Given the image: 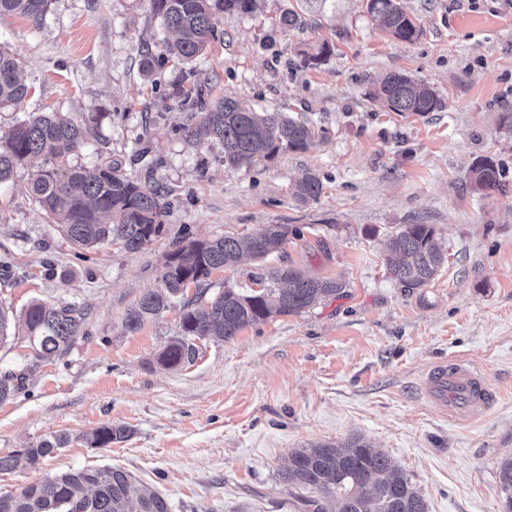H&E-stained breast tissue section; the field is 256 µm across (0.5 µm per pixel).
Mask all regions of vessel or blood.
Listing matches in <instances>:
<instances>
[{
	"label": "vessel or blood",
	"mask_w": 512,
	"mask_h": 512,
	"mask_svg": "<svg viewBox=\"0 0 512 512\" xmlns=\"http://www.w3.org/2000/svg\"><path fill=\"white\" fill-rule=\"evenodd\" d=\"M420 391L426 401L456 423L486 408L495 396L484 375L461 358L432 366L420 381Z\"/></svg>",
	"instance_id": "obj_1"
}]
</instances>
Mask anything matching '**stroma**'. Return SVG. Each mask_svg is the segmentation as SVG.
<instances>
[{
	"instance_id": "obj_1",
	"label": "stroma",
	"mask_w": 512,
	"mask_h": 512,
	"mask_svg": "<svg viewBox=\"0 0 512 512\" xmlns=\"http://www.w3.org/2000/svg\"><path fill=\"white\" fill-rule=\"evenodd\" d=\"M415 42L388 36L365 0H255L218 13L215 40L190 64L144 75L142 45L169 33L150 0H55L40 25L0 15V43L24 62L29 88L0 110V137L32 114L82 120L105 113L73 156L170 191L165 234L131 254L112 244L80 252L46 222L28 190L29 168L0 185V304L73 303L82 331L67 351L40 357L22 335L0 345V374L25 386L0 402V455L58 432L76 443L33 468L0 474V493L86 467L117 466L165 496L171 512H303L282 479L291 453L361 435L419 489L428 512H499L498 464L512 456V0H402ZM295 11L300 25L281 16ZM329 43L311 67L306 53ZM402 72L431 85L440 109L398 116L371 98ZM230 95L259 112L307 114L324 131L304 152L248 168L224 162L216 141L186 140L196 123L187 92ZM485 156L504 187L472 191ZM319 198L294 197L306 176ZM269 224L295 228L262 261L215 271L183 302L125 327L164 261L189 241L245 239ZM431 224L448 261L423 291L386 274L387 241L401 225ZM293 265L342 283L313 309L255 323L224 342L195 339L192 363L159 364L181 333L184 302L256 287ZM462 355L496 392L489 409L451 423L418 390L429 366ZM129 438L93 448L78 437L105 424Z\"/></svg>"
}]
</instances>
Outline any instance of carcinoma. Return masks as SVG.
Returning <instances> with one entry per match:
<instances>
[{
	"instance_id": "obj_1",
	"label": "carcinoma",
	"mask_w": 512,
	"mask_h": 512,
	"mask_svg": "<svg viewBox=\"0 0 512 512\" xmlns=\"http://www.w3.org/2000/svg\"><path fill=\"white\" fill-rule=\"evenodd\" d=\"M54 0H0V14L13 13L40 24ZM254 0H151L152 12L176 34L155 56L142 47V71L150 74L168 57L186 63L204 53L214 38L212 18L218 12H251ZM369 14L380 19L385 32L402 42H413L420 27L400 0H366ZM23 61L0 44V109L20 104L28 87L20 79ZM389 112L423 116L441 107L433 88L403 73L381 78L371 93ZM200 121L183 128L185 138L196 142L217 139L224 143V162L250 167L272 161L286 151L303 152L313 143L315 127L305 118L280 112H253L231 96L213 103L196 101ZM91 112L82 122L56 112L18 122L6 138H0V184L10 181L17 169L31 160L40 161L30 182V195L47 222L54 224L84 251L119 243L128 253H138L163 234L162 218L169 208L168 192L130 177L117 162L92 168L74 164L71 157L84 145L87 135L107 118ZM475 191L502 186V171L491 158L475 162L469 172ZM321 194L313 176L302 180L296 196L302 201ZM286 224H271L242 243L224 236L189 244L168 255L161 287L143 295L126 316L125 327L134 332L145 320L160 314L190 283H199L213 272L238 264L248 253L263 259L280 250L288 238ZM446 252L439 245L432 224H403L389 241L387 271L404 290L430 285L443 266ZM342 286L331 279L282 267L270 274V285L240 292L226 288L200 308L184 312L182 334L173 338L159 355L166 367L190 363L196 348L189 338L229 340L243 328L274 315L301 313L331 297ZM83 313L73 304H47L34 300L16 314L0 305V342L22 331L37 341L44 355L66 350L81 332ZM25 375H0V402L22 389ZM131 430L121 424L100 426L80 439L93 448H107L125 441ZM75 441L58 433L12 454L0 456V473L34 467L55 451ZM282 478L299 490L319 493L301 498L310 512H428L425 498L411 479L391 464L388 456L362 436L341 443H319L294 451ZM501 512H512V457L499 465ZM0 512H171L167 499L143 489L129 472L111 466L62 472L30 484L17 494H0Z\"/></svg>"
}]
</instances>
